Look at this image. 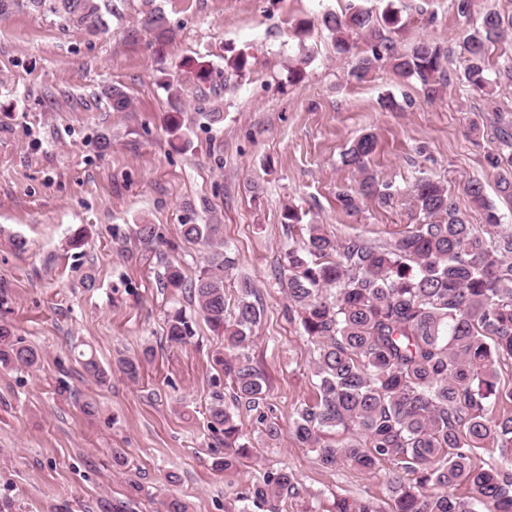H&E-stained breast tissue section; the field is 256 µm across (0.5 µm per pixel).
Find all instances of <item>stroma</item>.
Wrapping results in <instances>:
<instances>
[{
  "instance_id": "stroma-1",
  "label": "stroma",
  "mask_w": 512,
  "mask_h": 512,
  "mask_svg": "<svg viewBox=\"0 0 512 512\" xmlns=\"http://www.w3.org/2000/svg\"><path fill=\"white\" fill-rule=\"evenodd\" d=\"M105 2L110 28L96 35L24 8L0 18V324L43 353L37 369L0 367V512H108L117 504L161 512L171 496L189 512H237L256 477L280 469L311 493L289 512H331L338 497L388 504L384 472L324 468L289 432L315 377L311 344L286 314L282 212L290 204L304 223L382 245L417 223L409 195L416 178L454 190L477 179L496 200L489 139L471 129L497 109L512 120V83L490 97L473 92L460 45L485 11L512 15V0H475L467 20L451 0H156L175 30L163 46L139 0ZM389 4L402 17L398 53L422 41L447 50L450 85L439 97L385 60L364 80L348 78L357 58L337 52L322 16L352 5L378 14ZM304 53L302 74L290 77ZM240 54L248 65L238 75L228 62ZM189 61L208 65L209 82L187 81ZM177 80L184 92L175 108L167 85ZM108 84L122 86L129 111L108 108L100 97ZM388 96L396 109L382 108ZM216 107L223 121L204 124L202 113ZM176 109L189 142L168 133ZM366 133L378 142L368 169L391 198L361 199L348 213L337 196L357 188L358 175L341 154ZM102 134L111 140L105 152L96 146ZM188 218L222 224L234 274L254 281L264 309L249 352L267 390L258 408L236 411L252 453L230 472L212 466L224 436L207 423L224 380L212 354L224 340L195 317L187 292L159 285L166 260L190 277L206 264L204 247L181 233ZM145 222L161 227L167 246L144 249L135 229ZM18 238L24 250L13 248ZM177 310L192 319L185 344L166 336ZM148 346L139 378L128 379L118 359ZM85 350L108 370L106 384L83 371ZM90 399L92 417L82 410ZM270 423L277 437L268 436ZM116 448L126 466L114 464Z\"/></svg>"
}]
</instances>
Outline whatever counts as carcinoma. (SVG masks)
I'll return each instance as SVG.
<instances>
[{
    "instance_id": "1",
    "label": "carcinoma",
    "mask_w": 512,
    "mask_h": 512,
    "mask_svg": "<svg viewBox=\"0 0 512 512\" xmlns=\"http://www.w3.org/2000/svg\"><path fill=\"white\" fill-rule=\"evenodd\" d=\"M140 2L157 40L168 38L166 14L153 0ZM19 6L88 34L109 28L100 0H0V17ZM322 24L341 53L357 47V36L370 45L371 56L360 58L350 71L357 80L385 57L397 75L419 79L432 98L448 85V53L439 46L420 42L406 54L395 51L391 34L401 28V16L390 6L379 15L361 7L343 15L328 13ZM511 31L512 17L490 10L463 40V76L471 90L490 91L502 74L512 72L492 68L487 56L489 45ZM102 96L116 112L130 108L117 86L105 88ZM174 111L168 132L187 144L181 112ZM494 139L485 160L497 173L499 198L512 207V133L501 129ZM376 145L373 135L364 134L341 155L342 165L360 175L359 192L338 197L348 212L358 208V195H380L366 166ZM461 191L473 207L487 212L486 223H469L456 193L423 177L412 187L422 222L385 245L361 237L340 241L322 224L302 223L292 206L282 214L288 238L299 236L284 256L288 315H297L317 351V397L296 412L291 433L316 451L326 468L380 471L392 465L390 512H512V413L500 412L512 405V385L500 384L499 378L502 367H512V227L500 222L482 182L468 180ZM135 233L146 248L164 243L155 224H138ZM182 233L209 249L207 265L188 280L179 264L169 262L162 285L188 289L196 314L224 337V354L215 363L224 372L233 405L217 394L209 416L212 427L224 433V455L213 466L226 472L250 455L248 444L240 442L233 407L256 408L266 393L265 373L248 352L263 308L247 277L237 279L236 296L228 302L224 278L236 259L224 249L222 225L185 223ZM190 336L183 312L171 315L169 342L181 344ZM41 362L36 347L0 325L1 368H38ZM80 363L96 382H106L108 372L93 352L80 353ZM141 367L138 355L119 362L131 380ZM332 431L343 438L329 440ZM489 446L498 449V462L487 469L476 466L475 449ZM462 483L469 494L454 496L452 490ZM306 494L295 473L281 470L254 481L241 501L261 512H284V502ZM332 512L385 510L372 499L340 498Z\"/></svg>"
}]
</instances>
